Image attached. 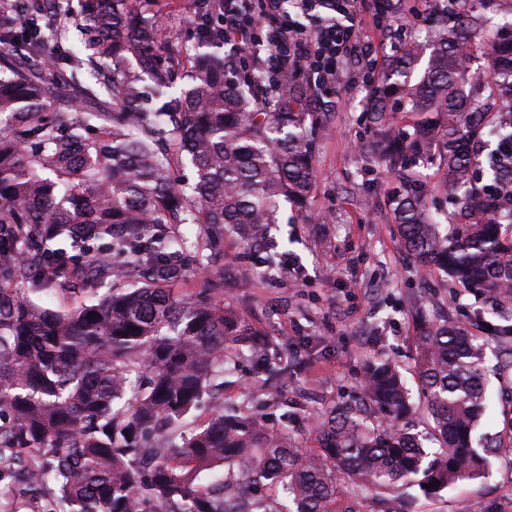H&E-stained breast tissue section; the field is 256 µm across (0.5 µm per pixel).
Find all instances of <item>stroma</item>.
<instances>
[{"label": "stroma", "mask_w": 512, "mask_h": 512, "mask_svg": "<svg viewBox=\"0 0 512 512\" xmlns=\"http://www.w3.org/2000/svg\"><path fill=\"white\" fill-rule=\"evenodd\" d=\"M162 36L160 55L169 62L174 88L190 82L188 54L197 51L202 25L215 26L216 15H203L200 0H129ZM446 0H398L395 22L381 20L377 0L363 10L370 39L380 57L402 44L432 42ZM366 73L354 83L331 86L317 102H305L311 114L316 179L308 213L285 210L270 241L289 250L295 272L262 279L257 257L232 237L224 248L239 251L233 275L224 279V305L258 328L272 342L268 369L288 375L265 395H252L254 370L241 362L222 395L231 402L251 400L252 410L269 430L293 418L297 447L313 446L311 416L355 400L362 392L367 360L384 353L396 362L409 387H416L409 336L413 316L436 317L449 310L462 322L474 321L481 298L452 286L447 277L423 273L400 247L388 197L402 185L358 149L370 129L364 117ZM512 412V372L487 371V411L482 428L497 432ZM419 512H512V465L494 461L485 478L449 489L440 500H421Z\"/></svg>", "instance_id": "1"}]
</instances>
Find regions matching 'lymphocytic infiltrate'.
I'll list each match as a JSON object with an SVG mask.
<instances>
[{
    "instance_id": "lymphocytic-infiltrate-1",
    "label": "lymphocytic infiltrate",
    "mask_w": 512,
    "mask_h": 512,
    "mask_svg": "<svg viewBox=\"0 0 512 512\" xmlns=\"http://www.w3.org/2000/svg\"><path fill=\"white\" fill-rule=\"evenodd\" d=\"M284 0H217L225 43L243 53L265 51L279 77L308 70L318 86L341 83L339 67L361 52L367 36L361 0H293L297 20H283ZM324 9L316 29L302 20Z\"/></svg>"
}]
</instances>
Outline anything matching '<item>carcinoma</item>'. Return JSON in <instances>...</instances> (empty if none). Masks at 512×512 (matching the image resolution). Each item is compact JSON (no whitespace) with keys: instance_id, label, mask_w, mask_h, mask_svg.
<instances>
[{"instance_id":"cac0c4a2","label":"carcinoma","mask_w":512,"mask_h":512,"mask_svg":"<svg viewBox=\"0 0 512 512\" xmlns=\"http://www.w3.org/2000/svg\"><path fill=\"white\" fill-rule=\"evenodd\" d=\"M59 9L0 0V491L46 487L53 512H359V490L379 512H413L407 490L438 500L490 459L511 462V416L479 432L486 344L451 315L413 329L423 431L404 424L411 390L384 357L365 366L362 405L314 418L313 449L245 406L189 426L240 358L266 369L268 345L224 308L236 266L224 230L259 253L261 277L295 265L266 240L281 208H305L312 191L307 91L287 77L259 102L212 66L171 90L159 31L126 0H81L91 37L60 57L44 38ZM483 32L477 14L452 15L433 43L389 56L360 150L405 175L391 212L407 255L492 295L500 323L484 329L512 371V166L491 149L479 186L468 150L512 143V40ZM465 51L484 55L488 76L468 75ZM419 160L456 194V223L428 209ZM194 270L206 276L195 296L182 288ZM48 289L105 293L57 309L27 295Z\"/></svg>"}]
</instances>
